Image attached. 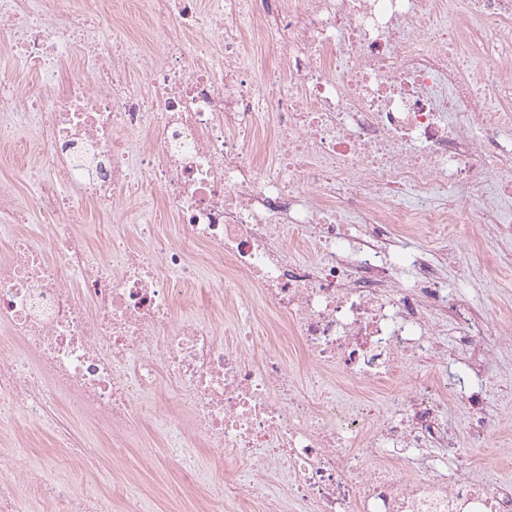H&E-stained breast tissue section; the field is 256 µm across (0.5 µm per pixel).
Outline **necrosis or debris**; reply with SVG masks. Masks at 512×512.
<instances>
[{
	"label": "necrosis or debris",
	"mask_w": 512,
	"mask_h": 512,
	"mask_svg": "<svg viewBox=\"0 0 512 512\" xmlns=\"http://www.w3.org/2000/svg\"><path fill=\"white\" fill-rule=\"evenodd\" d=\"M73 1L0 0V44L43 82L22 97L0 74V144L35 129V173L72 188L66 211L108 214L157 187L179 236L143 224L132 247L116 224L94 251L70 224L15 232L38 198L0 211V433L14 411L41 417L54 392L125 438L164 386L199 433L166 422L172 447L200 438L249 470L208 492L206 512H236L269 469L302 512H512V481L467 476L440 416L463 402L484 437L480 392L459 381L440 394L426 369L447 359L438 329L456 317L476 338L472 374L486 373L512 318L455 296L421 252L408 258L417 288L402 287L381 245L394 224L472 244L512 275V256L491 252L512 237V0H213L206 14L198 0ZM146 20L169 35L150 66ZM75 46L93 82L62 76ZM139 64L143 92L127 80ZM192 246L223 263L225 298L256 291L284 322L314 393L251 323L224 343L211 315H177ZM442 453L458 473L436 468ZM32 488L56 512H112L106 497Z\"/></svg>",
	"instance_id": "4bbe7bcc"
}]
</instances>
